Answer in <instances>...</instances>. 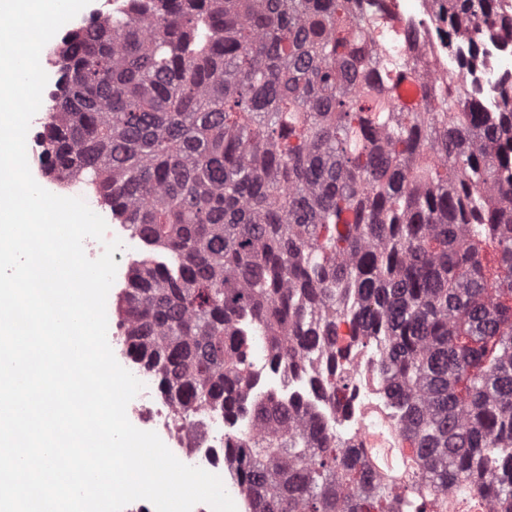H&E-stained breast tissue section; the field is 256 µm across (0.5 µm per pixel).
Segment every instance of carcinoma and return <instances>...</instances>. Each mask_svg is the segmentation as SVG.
<instances>
[{
    "label": "carcinoma",
    "mask_w": 512,
    "mask_h": 512,
    "mask_svg": "<svg viewBox=\"0 0 512 512\" xmlns=\"http://www.w3.org/2000/svg\"><path fill=\"white\" fill-rule=\"evenodd\" d=\"M434 12L450 48L512 26ZM415 43L360 0H124L55 56L42 164L160 252L117 303L127 352L182 417L245 418L251 512H512V80L490 115ZM260 343L357 431L246 392Z\"/></svg>",
    "instance_id": "carcinoma-1"
}]
</instances>
